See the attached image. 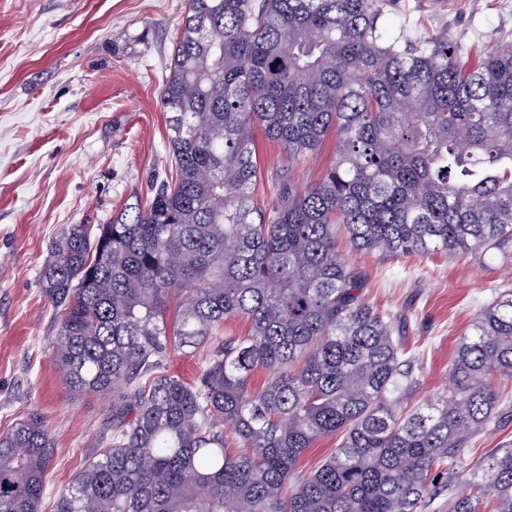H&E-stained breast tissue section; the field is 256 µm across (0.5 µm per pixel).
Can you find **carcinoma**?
Instances as JSON below:
<instances>
[{
  "label": "carcinoma",
  "instance_id": "carcinoma-1",
  "mask_svg": "<svg viewBox=\"0 0 512 512\" xmlns=\"http://www.w3.org/2000/svg\"><path fill=\"white\" fill-rule=\"evenodd\" d=\"M387 6L186 0L160 90L171 178L70 225L40 269L51 363L72 394L112 398L105 448L54 512H427L448 474V512H512V443L465 458L492 379L512 380V287L475 316L448 392L408 413L412 357L336 239L512 262V50L473 67L446 32H390ZM256 120L287 167L336 133L322 177L270 208ZM205 346L193 383L168 373L171 351ZM52 452L38 412L0 435V512H43ZM341 442L340 435L326 437L319 440L312 448H309L299 461V469L302 472L314 470L324 459L336 452Z\"/></svg>",
  "mask_w": 512,
  "mask_h": 512
}]
</instances>
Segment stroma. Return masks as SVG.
<instances>
[{"mask_svg":"<svg viewBox=\"0 0 512 512\" xmlns=\"http://www.w3.org/2000/svg\"><path fill=\"white\" fill-rule=\"evenodd\" d=\"M185 0H0V434L42 414L54 448L43 512L106 440L109 400L72 395L51 363L55 315L39 270L72 224L109 223L147 198L170 164L159 87ZM387 21L408 36L445 32L463 50L512 49V0H390ZM264 201L285 185L323 175L335 136L283 170L281 147L257 135ZM365 298L392 312L414 352L409 408L437 402L476 312L507 281L493 258L439 253H354ZM508 400L466 452L468 460L512 441Z\"/></svg>","mask_w":512,"mask_h":512,"instance_id":"obj_1","label":"stroma"}]
</instances>
